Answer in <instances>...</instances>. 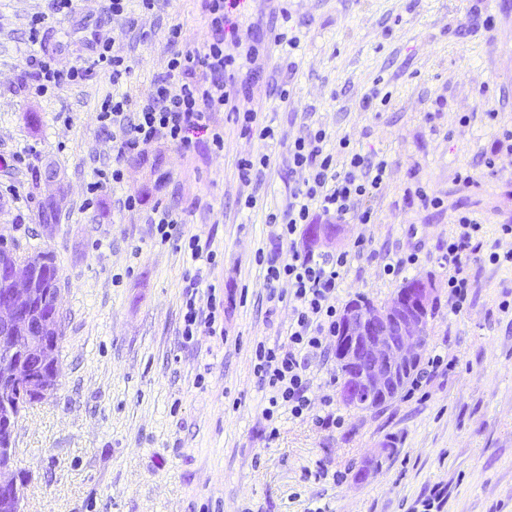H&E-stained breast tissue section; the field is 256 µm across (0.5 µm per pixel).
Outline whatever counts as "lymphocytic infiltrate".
Here are the masks:
<instances>
[{
    "label": "lymphocytic infiltrate",
    "instance_id": "1",
    "mask_svg": "<svg viewBox=\"0 0 512 512\" xmlns=\"http://www.w3.org/2000/svg\"><path fill=\"white\" fill-rule=\"evenodd\" d=\"M46 11L31 18L28 41L32 47L26 65L33 70L36 91L44 95L61 85H76L95 77L119 85L129 77L130 58L114 50L110 39L91 44L88 57L80 64L61 70L43 46L46 22L55 15L72 16L75 0H46ZM208 36L200 45L185 46L181 26L169 31L170 46L165 71L154 81L144 97L115 93L105 97L97 121L111 135L112 168L95 170L87 185L88 205H97L108 187L124 182V163L131 158H146L150 149L170 145L190 152L199 144L215 152L224 149V127L218 113L240 127L242 133L266 141L275 136L260 112L246 105L258 77L255 62L269 45L296 50L300 44L293 15L281 7L271 24V40L243 36L238 9L241 0H199ZM289 171L304 172L305 178L288 190L284 208L267 210L264 222L270 229L273 245L258 250L255 260L265 272L269 302L288 304L291 318L287 339L272 345L258 342L254 350L253 371L268 395L263 416L271 423V435H278L275 423L281 413L300 419L314 415L318 428L329 429L338 423L331 398H324L320 414H313L307 375L312 356L326 352L336 336L340 315L336 299L345 280L351 256H364L365 237H358L353 253L321 252L294 248L301 226L318 220L339 224L352 220L371 224L375 215L366 202L381 191L388 176L386 159H373L355 151L348 138L332 140L325 128L307 129L288 146ZM152 224L160 243L178 241L190 263L216 265L218 253L201 245L197 236L176 239L178 221L172 211L153 208ZM288 252H281V245ZM512 269V249L498 252L485 249L482 222L469 212L459 213L448 235V246L440 256L448 269V312L459 313L466 303L472 282V260ZM199 278H191L183 298V330L186 340L205 332L216 335L224 299L215 286L200 290Z\"/></svg>",
    "mask_w": 512,
    "mask_h": 512
}]
</instances>
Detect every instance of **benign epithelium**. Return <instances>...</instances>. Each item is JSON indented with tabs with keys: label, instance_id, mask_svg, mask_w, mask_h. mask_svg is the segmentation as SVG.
<instances>
[{
	"label": "benign epithelium",
	"instance_id": "7a95c632",
	"mask_svg": "<svg viewBox=\"0 0 512 512\" xmlns=\"http://www.w3.org/2000/svg\"><path fill=\"white\" fill-rule=\"evenodd\" d=\"M12 287L0 293V402L35 405L43 402L61 376L59 362L52 375L44 368L53 359L43 328L29 324L27 308L34 299L23 267L3 268L0 277ZM437 298L435 283L419 276L383 305L358 302L344 307L337 367L342 401L356 408L366 395H388L397 376L421 361L427 343L425 313ZM17 421L8 419L0 428V496L8 512H23L18 476L12 469ZM387 451L377 449L359 466L354 480L361 483L377 474Z\"/></svg>",
	"mask_w": 512,
	"mask_h": 512
}]
</instances>
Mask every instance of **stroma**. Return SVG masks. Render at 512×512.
Segmentation results:
<instances>
[{"label":"stroma","mask_w":512,"mask_h":512,"mask_svg":"<svg viewBox=\"0 0 512 512\" xmlns=\"http://www.w3.org/2000/svg\"><path fill=\"white\" fill-rule=\"evenodd\" d=\"M288 2L301 22V46L260 57L249 99L274 139L245 136L218 115L222 152L163 145L148 160H127L122 187L86 210L93 169L112 164L96 116L113 86L96 78L36 96L26 37L46 4L0 0V156L28 152L22 168H0V239L22 256L52 251L61 288L59 385L22 412L14 434V468L28 480L25 512H308L317 500L331 512H404L436 486L448 490L447 512H512V316L498 309L512 273L472 263L470 302L452 316L439 262L460 210L483 222L486 245L512 247L496 234L512 220V178L482 176L500 126L512 124V0ZM488 16L490 30L482 25ZM176 24L203 40L197 0H160L153 12L126 19L108 17L102 0H78L72 20L48 22L44 44L64 70L86 57L92 31L114 38L133 64L123 88L139 96L163 71ZM378 77L391 102L365 110L362 97ZM283 82L285 102L274 92ZM464 115L468 123L459 124ZM311 123L390 163L371 202L374 223L346 224L330 252L351 249L361 234L381 256L419 250L418 263L393 278L380 275L377 262L352 260L339 305L359 295L381 304L412 277L431 275L440 298L424 355L445 352L457 365L427 383L421 398L402 394L371 410L338 402V429L281 416L272 440L251 357L257 342L284 340L289 311H269L263 301L254 255L268 246L269 229L261 210L239 202L254 191L282 203L288 144ZM257 153L270 155L271 165L252 190L235 161ZM155 162L170 174L160 193L152 188ZM464 170L480 176L468 189L455 180ZM414 184L442 198V208L411 205L405 189ZM127 192L144 197L141 209L119 207ZM156 205L170 209L186 235L223 251V264L202 272L203 284L224 293L223 335L183 339L190 265L156 240ZM48 207L56 221H43ZM387 442L395 454L355 484L363 459ZM319 467L334 480L304 481Z\"/></svg>","instance_id":"obj_1"}]
</instances>
